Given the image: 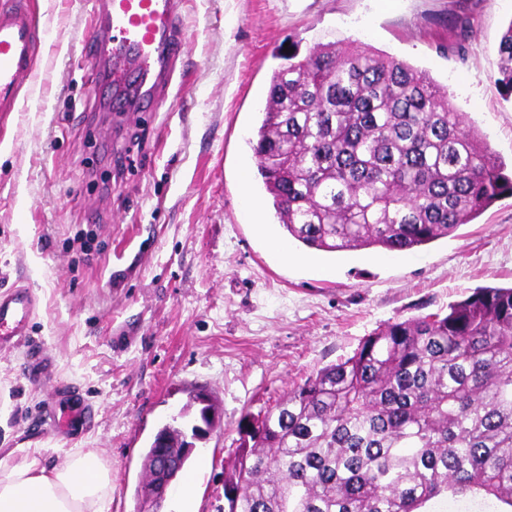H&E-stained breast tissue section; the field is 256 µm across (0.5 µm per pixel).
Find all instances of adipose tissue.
<instances>
[{
    "mask_svg": "<svg viewBox=\"0 0 512 512\" xmlns=\"http://www.w3.org/2000/svg\"><path fill=\"white\" fill-rule=\"evenodd\" d=\"M0 512H112L110 470L91 449L49 467L40 448L0 455Z\"/></svg>",
    "mask_w": 512,
    "mask_h": 512,
    "instance_id": "obj_1",
    "label": "adipose tissue"
}]
</instances>
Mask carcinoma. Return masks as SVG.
<instances>
[{
    "label": "carcinoma",
    "instance_id": "cac0c4a2",
    "mask_svg": "<svg viewBox=\"0 0 512 512\" xmlns=\"http://www.w3.org/2000/svg\"><path fill=\"white\" fill-rule=\"evenodd\" d=\"M497 82L512 95V21ZM252 149L289 236L392 253L453 234L512 195L448 90L369 48L319 44L271 75ZM512 508V287L388 323L249 424L227 512Z\"/></svg>",
    "mask_w": 512,
    "mask_h": 512
}]
</instances>
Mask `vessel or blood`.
<instances>
[{"mask_svg":"<svg viewBox=\"0 0 512 512\" xmlns=\"http://www.w3.org/2000/svg\"><path fill=\"white\" fill-rule=\"evenodd\" d=\"M112 34V67L101 74L117 107L150 103L179 59L180 0H100ZM36 60V35L27 0H0V112L15 111ZM35 300L26 289L0 293V344L21 334Z\"/></svg>","mask_w":512,"mask_h":512,"instance_id":"obj_1","label":"vessel or blood"}]
</instances>
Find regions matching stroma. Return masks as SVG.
<instances>
[{
  "label": "stroma",
  "mask_w": 512,
  "mask_h": 512,
  "mask_svg": "<svg viewBox=\"0 0 512 512\" xmlns=\"http://www.w3.org/2000/svg\"><path fill=\"white\" fill-rule=\"evenodd\" d=\"M38 61L0 116V293L37 298L0 347V448L62 463L92 448L112 512H147L146 448L190 391L219 404L183 483L224 512L242 430L380 326L512 286V197L427 246L326 253L288 238L250 146L285 49L370 47L446 87L464 128L512 163L497 83L512 0H181L186 51L141 112L107 115L112 34L94 0H30Z\"/></svg>",
  "instance_id": "1"
}]
</instances>
